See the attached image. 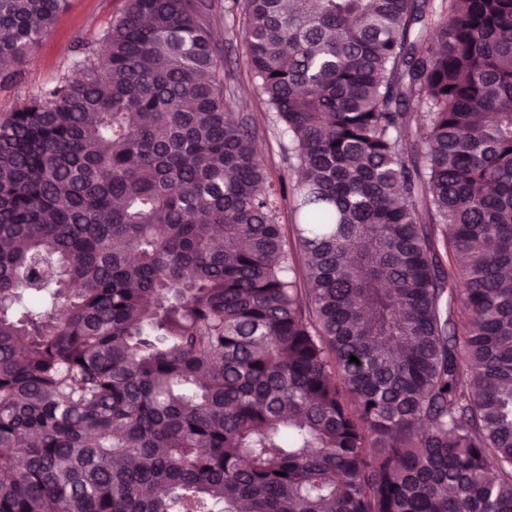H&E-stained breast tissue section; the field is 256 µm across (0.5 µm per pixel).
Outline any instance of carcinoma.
<instances>
[{"mask_svg": "<svg viewBox=\"0 0 512 512\" xmlns=\"http://www.w3.org/2000/svg\"><path fill=\"white\" fill-rule=\"evenodd\" d=\"M213 8L0 115V512H512V0H243L298 260Z\"/></svg>", "mask_w": 512, "mask_h": 512, "instance_id": "1", "label": "carcinoma"}]
</instances>
